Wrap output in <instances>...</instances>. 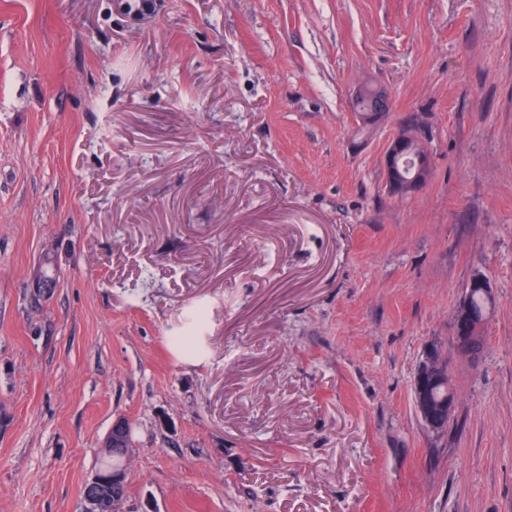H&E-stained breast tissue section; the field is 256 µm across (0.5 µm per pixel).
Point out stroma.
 Here are the masks:
<instances>
[{
    "label": "stroma",
    "mask_w": 512,
    "mask_h": 512,
    "mask_svg": "<svg viewBox=\"0 0 512 512\" xmlns=\"http://www.w3.org/2000/svg\"><path fill=\"white\" fill-rule=\"evenodd\" d=\"M119 418L129 512H512V0H0V512H83ZM353 105L362 129H368L389 114L392 99L384 88L366 81L354 89ZM423 126L417 118L410 119L405 128H401L388 140L384 152L383 167L390 192L417 194L428 182L432 172V157L427 145ZM418 151V169L411 179L400 175L393 166V157L399 151ZM400 194V193H399ZM471 288H474V292L470 297V305L474 308L480 305L481 293L487 301V308L484 311L476 312L469 305ZM479 288H481L480 292ZM489 293L490 288H488V283L483 277H475L470 281L468 291L456 309L454 340L451 349L453 356H462L472 360L471 346L482 337L481 333L488 318ZM473 352L477 360L484 355L486 352L485 338L474 344ZM448 359L447 353L432 351L419 364L413 380L414 402L421 421L437 433L448 429L456 404ZM434 386L444 389V394L436 395Z\"/></svg>",
    "instance_id": "stroma-1"
}]
</instances>
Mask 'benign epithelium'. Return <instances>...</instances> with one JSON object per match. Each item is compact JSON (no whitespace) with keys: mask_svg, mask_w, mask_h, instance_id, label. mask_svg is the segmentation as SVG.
<instances>
[{"mask_svg":"<svg viewBox=\"0 0 512 512\" xmlns=\"http://www.w3.org/2000/svg\"><path fill=\"white\" fill-rule=\"evenodd\" d=\"M353 105L361 127L368 129L392 109L390 94L382 87L369 81L356 86ZM419 152L418 169L415 175L407 179L400 175L393 166V157L399 151ZM383 167L390 191L417 194L428 182L432 172V157L427 145L423 126L418 120L411 119L404 128L392 135L384 152ZM488 311H474L469 305V296H464L457 306L454 321V340L451 355L471 357V346L481 338ZM414 402L424 426L432 432L448 429L456 404V395L451 383L448 367V355L439 351L429 353L422 361L413 380ZM133 442V430L125 419H118L112 424L111 434L102 445L101 452L107 454L114 449L120 451L125 465L118 475L95 473L83 487L84 512H127L125 498L113 494L105 497L102 490L121 480L127 481L134 448L127 446Z\"/></svg>","mask_w":512,"mask_h":512,"instance_id":"benign-epithelium-1","label":"benign epithelium"}]
</instances>
